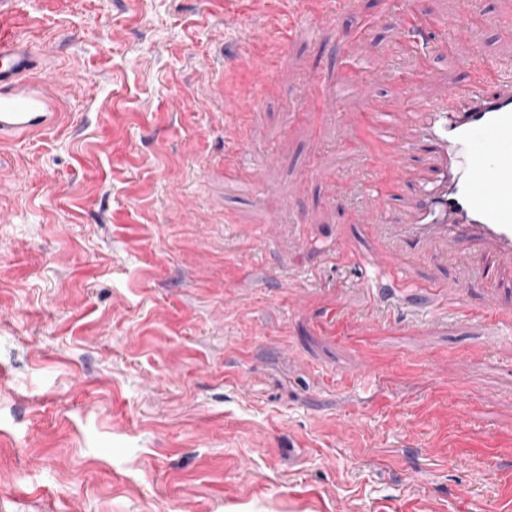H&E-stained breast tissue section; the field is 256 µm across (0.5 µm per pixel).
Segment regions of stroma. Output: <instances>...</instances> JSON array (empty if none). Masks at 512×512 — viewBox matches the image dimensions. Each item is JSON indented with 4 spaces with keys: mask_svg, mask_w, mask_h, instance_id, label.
<instances>
[{
    "mask_svg": "<svg viewBox=\"0 0 512 512\" xmlns=\"http://www.w3.org/2000/svg\"><path fill=\"white\" fill-rule=\"evenodd\" d=\"M383 13L345 0L288 43L251 0L0 13L64 93L0 145V512H512V329L470 317L512 309V268L395 244L455 299L410 307L329 251L373 208L359 175L394 178L369 109L512 62V24H463L416 80ZM234 122L274 155L256 199L224 179Z\"/></svg>",
    "mask_w": 512,
    "mask_h": 512,
    "instance_id": "stroma-1",
    "label": "stroma"
}]
</instances>
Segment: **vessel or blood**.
<instances>
[{
	"label": "vessel or blood",
	"instance_id": "obj_1",
	"mask_svg": "<svg viewBox=\"0 0 512 512\" xmlns=\"http://www.w3.org/2000/svg\"><path fill=\"white\" fill-rule=\"evenodd\" d=\"M274 11L297 15L300 22L324 18L307 0H259ZM42 52L25 35L0 37V140L40 132L60 109L40 76ZM374 135L391 146L401 164L427 151L430 167L414 184L415 208L406 224L379 223L393 198L375 181L365 188L377 203L375 214L362 217L375 247L353 252L352 261L377 269L381 247L398 241L442 242L449 250L465 245L512 263V76L493 58L481 73L449 85L444 96L418 101L408 91L399 120L377 113Z\"/></svg>",
	"mask_w": 512,
	"mask_h": 512
}]
</instances>
